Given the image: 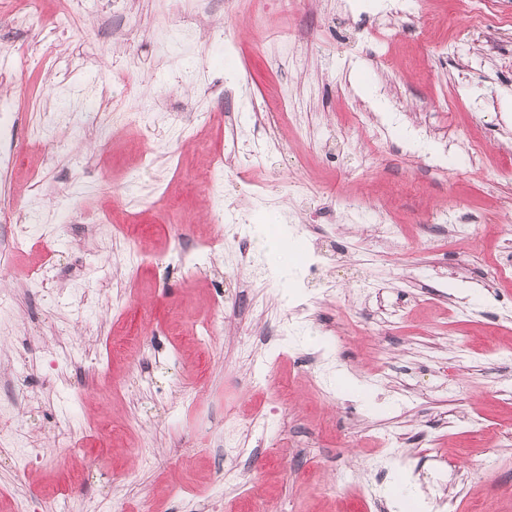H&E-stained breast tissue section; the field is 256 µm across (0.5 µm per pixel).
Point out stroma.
Returning a JSON list of instances; mask_svg holds the SVG:
<instances>
[{
	"label": "stroma",
	"mask_w": 512,
	"mask_h": 512,
	"mask_svg": "<svg viewBox=\"0 0 512 512\" xmlns=\"http://www.w3.org/2000/svg\"><path fill=\"white\" fill-rule=\"evenodd\" d=\"M71 5L62 21L58 0L27 16L0 0V156H25L0 179V402L44 451L0 458V512L14 495L37 512H346L363 495L392 512L401 477L459 512H512V279L486 283L512 247L448 238L512 205V0L477 20L461 0ZM468 134L476 169L456 160ZM22 224L45 240L15 250ZM132 235L161 255L135 279ZM460 300L472 322L450 317Z\"/></svg>",
	"instance_id": "stroma-1"
}]
</instances>
